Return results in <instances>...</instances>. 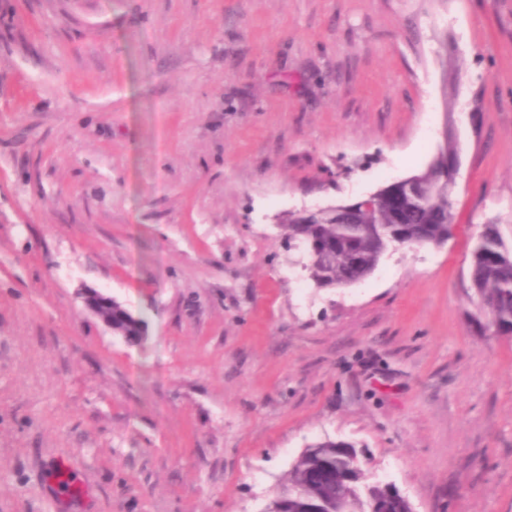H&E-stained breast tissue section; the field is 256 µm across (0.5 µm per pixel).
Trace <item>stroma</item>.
Instances as JSON below:
<instances>
[{
	"mask_svg": "<svg viewBox=\"0 0 512 512\" xmlns=\"http://www.w3.org/2000/svg\"><path fill=\"white\" fill-rule=\"evenodd\" d=\"M448 125L446 244L283 278V217L418 173ZM491 221L512 245V0H0V512H265L325 438L413 512H512ZM470 279L477 309L490 319L493 332L512 335V246H507L498 224H484L471 251ZM82 297L85 306L99 317L114 335L121 336L130 343H141L146 338L147 322L145 319L134 316L117 300L116 304L112 306V296L97 289H85Z\"/></svg>",
	"mask_w": 512,
	"mask_h": 512,
	"instance_id": "1",
	"label": "stroma"
}]
</instances>
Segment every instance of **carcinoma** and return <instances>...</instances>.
<instances>
[{
    "label": "carcinoma",
    "instance_id": "obj_1",
    "mask_svg": "<svg viewBox=\"0 0 512 512\" xmlns=\"http://www.w3.org/2000/svg\"><path fill=\"white\" fill-rule=\"evenodd\" d=\"M458 154L453 137L421 172V181L402 186L396 207L379 198L369 208L335 215L316 211L306 223L290 215L281 224L288 248L304 254V270L319 287H346L370 276L389 250L439 247L455 223L452 193ZM470 279L477 309L493 332L512 335V246L495 223L486 224L471 251ZM112 333L130 343L146 338L147 322L121 303L112 306ZM278 512H404L397 488L371 479L356 445L326 438L306 446L292 465L283 492L273 499Z\"/></svg>",
    "mask_w": 512,
    "mask_h": 512
}]
</instances>
